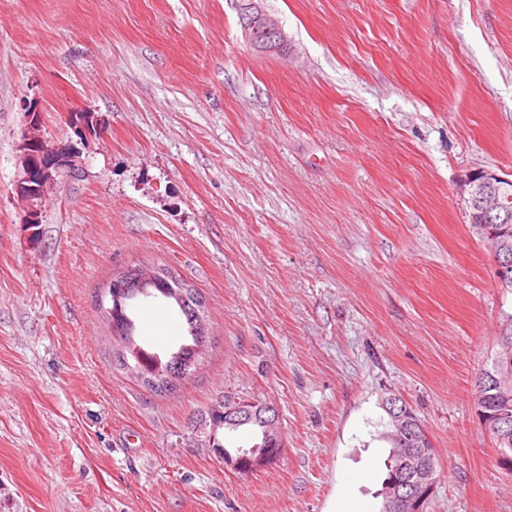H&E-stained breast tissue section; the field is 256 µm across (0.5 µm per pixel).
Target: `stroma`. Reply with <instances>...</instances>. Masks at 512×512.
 <instances>
[{
  "label": "stroma",
  "instance_id": "obj_1",
  "mask_svg": "<svg viewBox=\"0 0 512 512\" xmlns=\"http://www.w3.org/2000/svg\"><path fill=\"white\" fill-rule=\"evenodd\" d=\"M0 0V512H380L383 394L439 454L428 512H512L474 381L512 314L461 194L512 176V0ZM64 142L42 221L16 194L23 108ZM168 266L208 348L173 390L117 368L97 296ZM175 320L153 337L148 312ZM130 314L165 353L162 299ZM275 407L280 457L224 465L225 400ZM240 23L244 37L259 54H280L288 50L286 36L269 14L260 6L261 0H242Z\"/></svg>",
  "mask_w": 512,
  "mask_h": 512
}]
</instances>
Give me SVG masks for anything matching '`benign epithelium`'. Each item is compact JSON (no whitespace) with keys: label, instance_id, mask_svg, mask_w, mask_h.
Listing matches in <instances>:
<instances>
[{"label":"benign epithelium","instance_id":"benign-epithelium-1","mask_svg":"<svg viewBox=\"0 0 512 512\" xmlns=\"http://www.w3.org/2000/svg\"><path fill=\"white\" fill-rule=\"evenodd\" d=\"M261 0H244L241 7L240 23L244 37L252 50L259 54H280L288 50L286 36L269 14L260 6ZM27 127L20 145V174L16 183L17 195L24 204V223H40V212L47 188L53 186L59 177L75 172L77 150L70 143L58 144L45 139L39 133L41 115L37 108L29 105L25 109ZM463 193L467 207L478 212L481 223L488 225L487 237L501 238L512 235L509 217L512 216V179L492 171H479L466 179ZM148 277L126 272L113 281L112 287L135 298L145 292ZM206 337L196 335L192 346L194 358L187 360L182 353L174 352L165 364H155L154 371L139 370L137 377L147 385L158 382L176 381L187 375L202 356ZM497 385L507 390L512 387V364L498 356L488 372ZM399 396L391 393L381 399L389 411L391 435L404 441L403 432L408 426L406 414L398 405ZM260 416L274 431L282 433L278 411L271 405L254 401H243L233 408L224 410V421L234 424ZM402 477L392 483L388 504L390 512H425L427 503L434 493L438 478L436 466L423 448L402 449Z\"/></svg>","mask_w":512,"mask_h":512}]
</instances>
